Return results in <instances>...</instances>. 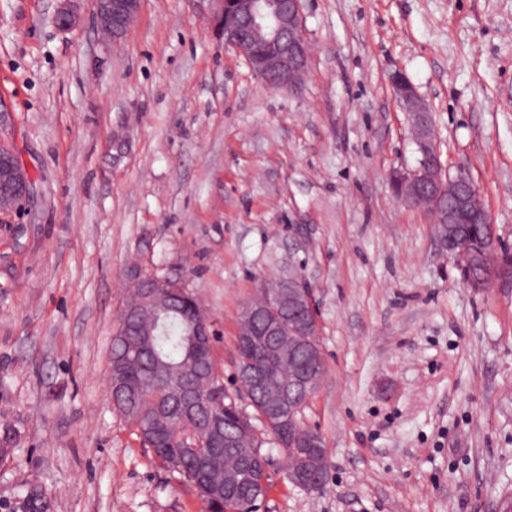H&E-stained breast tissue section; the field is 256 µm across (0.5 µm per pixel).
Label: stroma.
<instances>
[{
	"label": "stroma",
	"mask_w": 512,
	"mask_h": 512,
	"mask_svg": "<svg viewBox=\"0 0 512 512\" xmlns=\"http://www.w3.org/2000/svg\"><path fill=\"white\" fill-rule=\"evenodd\" d=\"M60 32L57 0H0V138L33 180L0 217V512L36 482L50 512H204L116 413L107 382L131 263L181 279L233 394L236 317L263 280L313 288L325 368L304 410L323 488L271 448L259 512H495L512 497V278L465 283L413 166L404 73L449 174L512 253V0H304L306 77L273 89L212 0H141L120 43Z\"/></svg>",
	"instance_id": "stroma-1"
}]
</instances>
